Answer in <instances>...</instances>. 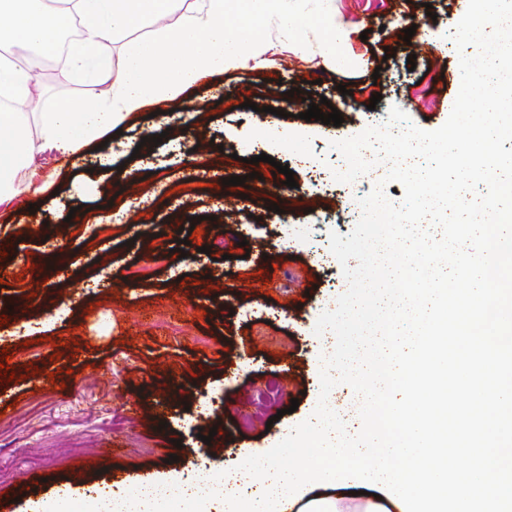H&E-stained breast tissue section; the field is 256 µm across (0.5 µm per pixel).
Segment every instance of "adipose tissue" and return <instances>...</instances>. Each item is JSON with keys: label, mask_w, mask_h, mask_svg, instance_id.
Masks as SVG:
<instances>
[{"label": "adipose tissue", "mask_w": 512, "mask_h": 512, "mask_svg": "<svg viewBox=\"0 0 512 512\" xmlns=\"http://www.w3.org/2000/svg\"><path fill=\"white\" fill-rule=\"evenodd\" d=\"M55 11L49 0H0V41L19 55L0 61V206L39 192L36 162L50 155L76 156L126 125L150 102L171 105L204 74L261 66L266 41L249 26L255 15L295 22L297 48L309 52L310 32H320L335 50L334 66L356 59L348 24L337 19L325 0H63ZM241 21L229 33L226 18ZM163 25L143 40L131 31L149 20ZM79 23L76 40L58 41L60 30ZM124 42L122 55L113 47ZM62 54L63 69L76 83L103 85L107 95L76 106L40 113L30 120L27 103L33 75L43 57ZM298 512H387L379 498L352 496L346 488H324Z\"/></svg>", "instance_id": "ef3b65f1"}]
</instances>
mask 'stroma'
Instances as JSON below:
<instances>
[{"label":"stroma","instance_id":"stroma-1","mask_svg":"<svg viewBox=\"0 0 512 512\" xmlns=\"http://www.w3.org/2000/svg\"><path fill=\"white\" fill-rule=\"evenodd\" d=\"M335 3L361 59L353 71L322 70L294 51L284 24L266 23V64L202 77L182 105L195 120L184 126L144 111L124 128L129 144L161 137L152 154L121 169L98 166L95 148L67 162L44 158L49 192L0 213V310L10 312L0 345L16 375L0 382L13 401L0 414V512H18L34 473L53 482L81 469L94 485L189 469L204 448L199 431L214 427L231 470L313 415L331 345L315 326L348 287L329 236L350 234L361 217L333 177L343 163L334 134L384 125L394 107L421 129L442 126L459 91L450 34L468 6ZM345 83L347 95L338 90ZM104 93L44 70L33 109ZM323 98L341 126L303 120ZM269 106L284 111L296 145L265 129ZM200 144L210 150L203 168L186 161ZM281 164L297 186L276 193ZM233 176L244 184L227 185ZM218 238L225 256L216 261L203 249ZM159 252L165 261L150 263ZM147 264L151 278L129 279ZM67 299L70 315L55 317ZM27 319L44 324L30 345L16 332ZM272 380L278 390L269 395ZM113 442L120 454L104 456Z\"/></svg>","mask_w":512,"mask_h":512}]
</instances>
